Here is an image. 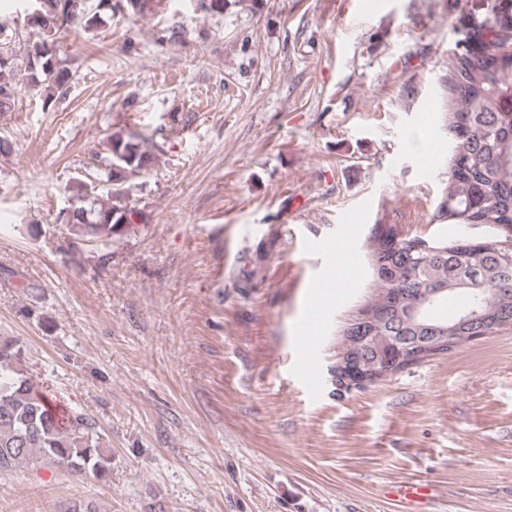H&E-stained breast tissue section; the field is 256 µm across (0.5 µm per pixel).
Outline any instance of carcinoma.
Listing matches in <instances>:
<instances>
[{
  "mask_svg": "<svg viewBox=\"0 0 512 512\" xmlns=\"http://www.w3.org/2000/svg\"><path fill=\"white\" fill-rule=\"evenodd\" d=\"M30 27L36 31L27 58L32 76L47 87L64 89L71 79L55 54V35L81 24L86 31L100 27L103 12L133 17L157 14L163 0H29ZM475 32L490 33L489 47L481 50L460 39L443 78L448 110L443 122L449 137L460 145V161L449 158L448 180L429 216L431 224H446L456 238L440 247L448 262H430L417 278L403 280L408 244H394L391 229L374 231L370 260L374 273V302L359 308L391 306L398 288L425 289L435 278L448 280V294L436 306L444 318L476 306L503 280L512 278V265L502 255L512 240V17L502 12V0H486V7L469 13ZM107 167L106 196L95 182L78 181L68 230L94 245L107 246L134 224L138 210L130 205L131 179L154 159L146 139L134 130L119 129L104 140ZM482 224L488 234L479 240L464 235L467 227ZM498 322L481 331L464 323L452 333L451 346L512 328V290L494 295ZM455 303L453 310L448 304ZM366 350L358 339L343 335L338 357L360 358ZM26 348L15 339L0 338V475L21 465H53L75 475L90 473L101 481L111 475L112 457L92 431L87 417L52 412L48 393L32 380Z\"/></svg>",
  "mask_w": 512,
  "mask_h": 512,
  "instance_id": "carcinoma-1",
  "label": "carcinoma"
}]
</instances>
